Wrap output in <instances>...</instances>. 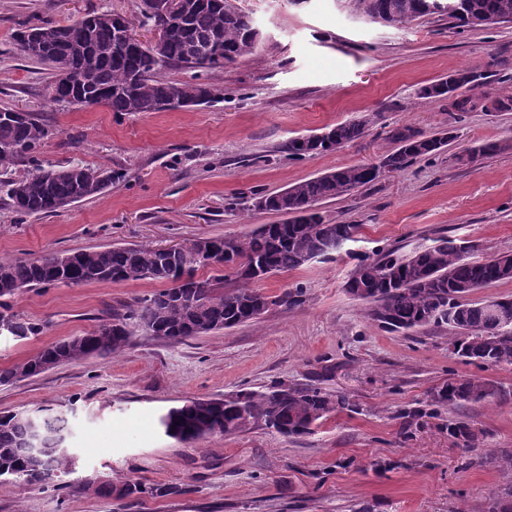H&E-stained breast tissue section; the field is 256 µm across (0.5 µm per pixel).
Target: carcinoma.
<instances>
[{
	"mask_svg": "<svg viewBox=\"0 0 512 512\" xmlns=\"http://www.w3.org/2000/svg\"><path fill=\"white\" fill-rule=\"evenodd\" d=\"M444 7L430 10L433 0H354L362 13L394 24L438 15L457 28L489 27L512 22V0H462L460 12ZM145 21L170 29L160 46L126 43L112 23L113 13H92L81 21L62 25L39 19L16 29L13 41L19 55L55 68L48 100L93 106L98 100L113 112H160L176 97L187 107L215 101L218 90L197 79L169 81L162 71L177 65L186 68L220 69L261 49L260 36L239 12L235 0H139ZM458 82L455 111H488L484 102L496 100L494 111L512 110V93L485 89L483 74L462 68L421 87L423 99L442 100L448 83ZM0 170L22 163L26 172L5 182L11 209L19 215L49 216L70 205L101 194L100 177L115 181L119 175L80 164L55 165L38 152L55 130L30 112L0 110ZM364 120L331 127L334 139L288 142L294 157L334 151L359 138ZM397 149L384 157L380 168L392 173L408 162L442 153L452 140L449 132L427 134L411 127L393 131ZM380 174L363 164L350 165L295 183L288 188L254 197L253 207L286 216L278 224H263L230 238L233 256L224 258V238H213L210 260L199 258L196 242L185 251L165 255L154 246H100L47 253L30 259H0V328L17 341L44 333L46 325L11 311V301L23 291L50 286H80L86 283L112 285L150 280L168 284L149 295L120 303L91 330L46 345L32 357L0 368V385L72 363L90 356L104 357L125 350L138 335L153 336L171 344L214 331L253 323L267 311L265 304L293 308L304 303L301 287L287 288L274 298L257 283L280 272L302 267L328 255L327 248L343 245L357 225L331 222L318 210L320 203L336 199L377 180ZM506 257L503 267L497 258ZM239 266V287L223 291L221 277L202 280L201 268L217 272L224 263ZM512 281V252L492 254L482 260L469 256V248L447 236L434 245L409 255L390 251L365 259L346 281L354 299L368 306V315L389 332H408L429 324L447 325L454 331L453 353L466 360H489L494 366H512V325L503 327L488 315L486 307L455 295L465 287L469 293L483 286ZM472 329L458 331L459 321ZM498 389L481 377L450 379L430 393L434 410L468 403L489 402ZM349 408L342 394H332L319 384L288 385L275 382L263 391L242 390L227 398H193L170 408L160 424L166 435L192 441L213 434H227L262 427L285 436L310 434L331 414ZM70 434L66 418L49 413L32 423L25 412L0 415V478L21 485L52 484L68 475L75 463L71 453L61 451ZM119 499L142 496L166 497L190 491L187 486H147L134 479L119 485L106 484Z\"/></svg>",
	"mask_w": 512,
	"mask_h": 512,
	"instance_id": "carcinoma-1",
	"label": "carcinoma"
}]
</instances>
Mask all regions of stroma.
I'll use <instances>...</instances> for the list:
<instances>
[{"label": "stroma", "instance_id": "35a3bbf8", "mask_svg": "<svg viewBox=\"0 0 512 512\" xmlns=\"http://www.w3.org/2000/svg\"><path fill=\"white\" fill-rule=\"evenodd\" d=\"M138 0H0V108L22 109L55 130L40 149L54 163L117 172L104 193L52 216L21 217L0 194V258L105 245L172 246L239 236L281 215L233 209L235 198L271 193L396 148L394 129L452 130L440 155L409 163L321 203L326 219L356 225L353 242L265 279L269 296L300 285L301 306L270 308L257 322L179 345L136 337L123 353L90 357L0 386V413L52 408L67 416L76 463L69 485L126 478L190 485L186 495L118 499L92 491L0 480V512H486L512 488V367L454 355L447 326L390 333L344 285L360 260L409 254L442 235L471 245L472 259L512 251V112L455 116L418 90L449 71L474 68L489 89L512 88V23L454 28L426 17L366 21L352 0H237L263 36L261 51L203 71L215 102L163 112L48 105L49 65L18 56L13 33L34 17L66 24L111 10L136 15ZM366 120L364 135L334 151L295 159L290 139ZM510 142L463 159L464 149ZM151 281L87 283L20 294L12 310L46 323L40 336L0 338V367L90 330L104 311L157 290ZM346 395L349 409L312 434L261 428L193 443L165 435L161 416L198 397L311 383ZM458 376L491 380V402L431 412L428 393ZM467 424L470 440L449 434Z\"/></svg>", "mask_w": 512, "mask_h": 512}]
</instances>
